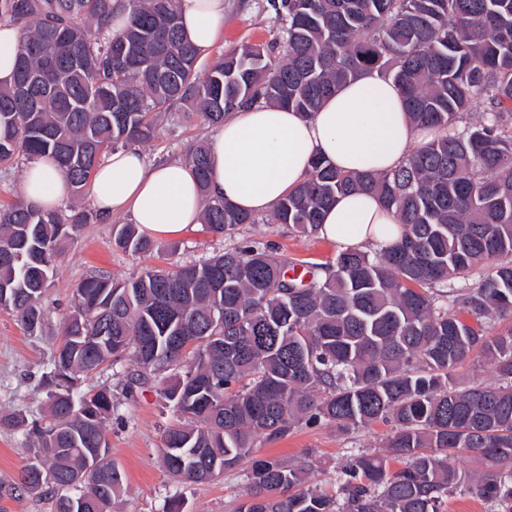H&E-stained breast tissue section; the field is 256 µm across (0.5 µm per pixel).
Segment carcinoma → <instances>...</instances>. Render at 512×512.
Wrapping results in <instances>:
<instances>
[{"instance_id":"carcinoma-1","label":"carcinoma","mask_w":512,"mask_h":512,"mask_svg":"<svg viewBox=\"0 0 512 512\" xmlns=\"http://www.w3.org/2000/svg\"><path fill=\"white\" fill-rule=\"evenodd\" d=\"M280 59L246 44L200 74L179 0H0V25L19 29L13 81L0 86V165L48 157L82 195L105 154L151 140L160 113L185 107L187 122L218 127L227 113L266 102L310 115L364 72L392 80L411 122L443 134L379 175L350 174L323 158L273 208L296 233L317 232L337 196L378 195L401 229L392 247L343 249L328 275L288 276V260L257 241L173 269L148 268L116 284L104 273L77 284L62 326L45 414H9L38 466L25 492L53 493L54 512H112L125 483L112 462V386L82 392L83 376L131 355L138 372L168 373L162 396L176 423L162 459L177 480L251 460L238 512H441L442 495L469 482L477 497L512 512V330L488 337L512 313V0H274ZM128 12L112 33L115 11ZM30 85L31 100L17 86ZM479 120L467 122L474 105ZM207 203L208 231L256 224L209 193L207 140L188 155ZM102 219L76 206L50 211L0 204V309L31 335L60 244ZM113 244L149 255L136 224ZM489 271L477 279L472 272ZM497 385L457 387L474 351ZM392 423L386 453L341 467L337 495L306 485L314 462L253 459L254 440L282 439L300 424L343 431ZM488 470L452 465L461 452ZM403 467L393 469L389 462ZM52 481L40 483L41 474Z\"/></svg>"}]
</instances>
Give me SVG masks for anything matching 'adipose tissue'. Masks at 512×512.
<instances>
[{
	"label": "adipose tissue",
	"mask_w": 512,
	"mask_h": 512,
	"mask_svg": "<svg viewBox=\"0 0 512 512\" xmlns=\"http://www.w3.org/2000/svg\"><path fill=\"white\" fill-rule=\"evenodd\" d=\"M179 8L186 38L208 55L224 32V0H180ZM437 135L412 124L394 83L366 73L309 116L267 104L226 115L209 141V189L241 211L261 214L307 177L315 158L343 171L379 174ZM20 192L26 202L53 210L69 198L70 185L53 160L43 159L24 171ZM88 192L103 216L130 215L152 235H181L202 218L192 169L181 161L151 163L136 148L114 151L101 162ZM318 234L343 248L382 249L398 241L400 228L375 194L358 191L337 197Z\"/></svg>",
	"instance_id": "ef3b65f1"
}]
</instances>
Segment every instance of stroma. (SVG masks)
<instances>
[{
  "mask_svg": "<svg viewBox=\"0 0 512 512\" xmlns=\"http://www.w3.org/2000/svg\"><path fill=\"white\" fill-rule=\"evenodd\" d=\"M282 36L271 0H225L224 35L216 52L251 43L271 44ZM209 128L184 122L174 114L158 121V135L141 144V151L153 162L184 160L190 144L209 135ZM126 214L85 226L67 241L58 258L54 276L43 299L45 322L40 332L28 334L15 315L0 310V413L34 418L45 409L43 377L49 372L52 356L61 339L63 318L70 310L72 291L86 276L109 273L124 281L152 266L169 268L198 262L243 241H260L274 252L303 266L330 264L338 245L318 236L301 237L288 225L263 219L245 224L229 237L209 232L205 225L187 229L180 237H156L157 252L138 255L113 244L114 225L129 223ZM135 364L130 357L102 373L84 378L81 389L89 391L108 382L112 385L114 411L108 422L107 438L113 461L126 475L124 492L114 512H166L171 499H181L184 512H235L243 501L247 478L245 466H237L215 480L194 483L174 481L163 465V432L172 423L173 413L160 395L162 379L148 376L125 394L123 385ZM391 426L379 422L344 432L326 423L302 425L280 440L257 438L254 455L289 462L313 456L318 469L314 480L325 493L336 491V475L356 453L381 449ZM25 439L21 431L0 427V512H51L50 495L40 497L17 487L24 463Z\"/></svg>",
  "mask_w": 512,
  "mask_h": 512,
  "instance_id": "obj_1",
  "label": "stroma"
}]
</instances>
